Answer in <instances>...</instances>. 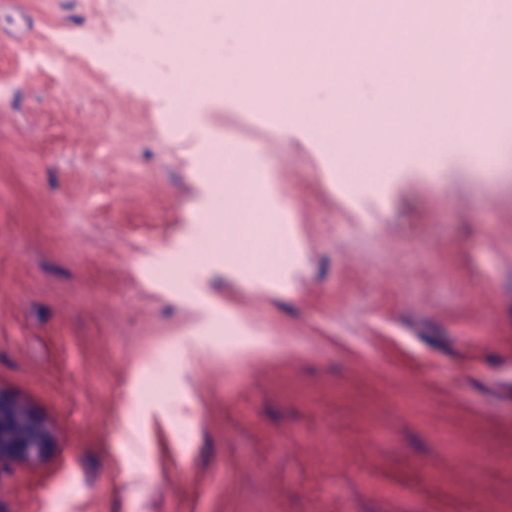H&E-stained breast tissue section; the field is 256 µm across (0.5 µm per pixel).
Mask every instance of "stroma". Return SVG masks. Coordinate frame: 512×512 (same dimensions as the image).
Listing matches in <instances>:
<instances>
[{
  "mask_svg": "<svg viewBox=\"0 0 512 512\" xmlns=\"http://www.w3.org/2000/svg\"><path fill=\"white\" fill-rule=\"evenodd\" d=\"M142 2L0 17V390L55 434L0 512H512V166L452 142L350 183L230 73L213 139L170 125L185 56L113 64ZM228 145L292 252L261 288L198 233ZM115 62L121 66L131 83H138L145 78L156 79V70L149 57L144 55L135 37L116 50Z\"/></svg>",
  "mask_w": 512,
  "mask_h": 512,
  "instance_id": "1",
  "label": "stroma"
}]
</instances>
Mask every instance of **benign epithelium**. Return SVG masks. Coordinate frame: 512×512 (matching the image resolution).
<instances>
[{
	"label": "benign epithelium",
	"instance_id": "obj_1",
	"mask_svg": "<svg viewBox=\"0 0 512 512\" xmlns=\"http://www.w3.org/2000/svg\"><path fill=\"white\" fill-rule=\"evenodd\" d=\"M33 428L29 435L16 433L17 422ZM54 448L53 434L45 419L15 396L0 390V480L19 463H37Z\"/></svg>",
	"mask_w": 512,
	"mask_h": 512
}]
</instances>
